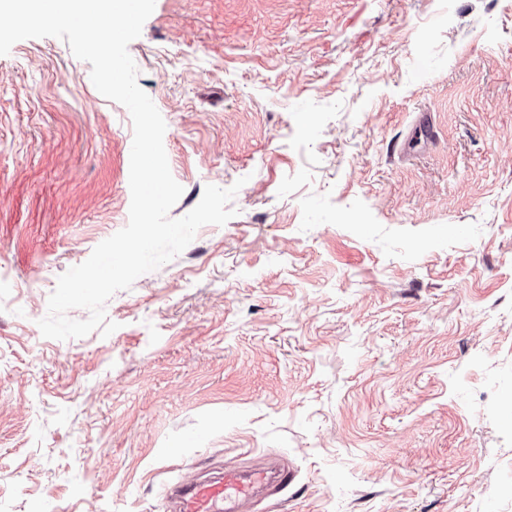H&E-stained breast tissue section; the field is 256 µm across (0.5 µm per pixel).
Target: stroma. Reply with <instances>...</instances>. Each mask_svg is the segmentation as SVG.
<instances>
[{"mask_svg":"<svg viewBox=\"0 0 512 512\" xmlns=\"http://www.w3.org/2000/svg\"><path fill=\"white\" fill-rule=\"evenodd\" d=\"M128 51L170 218L236 215L110 336L43 337L128 223L132 122L64 40L0 56V512H168L270 455L243 512H512V0H156Z\"/></svg>","mask_w":512,"mask_h":512,"instance_id":"obj_1","label":"stroma"}]
</instances>
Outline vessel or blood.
I'll use <instances>...</instances> for the list:
<instances>
[{
    "label": "vessel or blood",
    "mask_w": 512,
    "mask_h": 512,
    "mask_svg": "<svg viewBox=\"0 0 512 512\" xmlns=\"http://www.w3.org/2000/svg\"><path fill=\"white\" fill-rule=\"evenodd\" d=\"M293 478L292 470L282 465L248 471L228 468L218 480L174 484L166 496L174 500V512H241L257 491L277 492Z\"/></svg>",
    "instance_id": "obj_1"
}]
</instances>
